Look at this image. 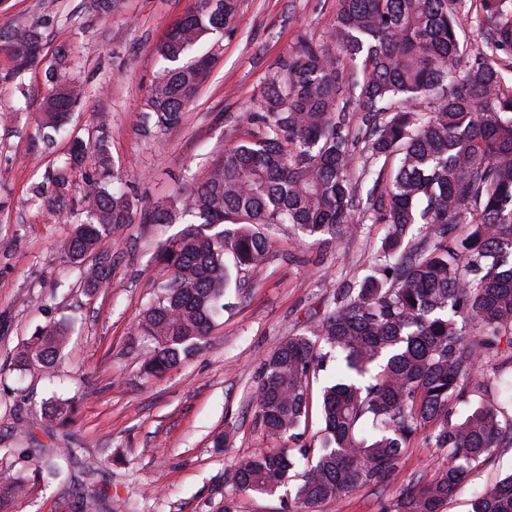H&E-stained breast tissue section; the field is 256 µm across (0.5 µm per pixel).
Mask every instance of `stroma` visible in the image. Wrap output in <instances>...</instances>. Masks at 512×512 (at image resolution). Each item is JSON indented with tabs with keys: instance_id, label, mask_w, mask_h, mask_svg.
I'll use <instances>...</instances> for the list:
<instances>
[{
	"instance_id": "obj_1",
	"label": "stroma",
	"mask_w": 512,
	"mask_h": 512,
	"mask_svg": "<svg viewBox=\"0 0 512 512\" xmlns=\"http://www.w3.org/2000/svg\"><path fill=\"white\" fill-rule=\"evenodd\" d=\"M197 0H124L121 11L100 18L83 0H0V31L38 25L46 51L70 48L86 94L68 127L94 143L98 118L109 127L108 150L136 200L134 223L102 239L89 263L105 265L109 288H84L81 270L64 260L60 242L73 230L86 180L98 173L88 151L72 173L64 212L30 198L33 184L62 165L67 142L34 147L37 105L47 91L43 70L26 73L21 86L0 85V446L25 448L26 459L0 456V469L39 472L33 491L15 512H76L78 494L101 497L95 512H297L281 490L239 491L224 477L236 459L279 449L263 431L255 395L265 359L288 337L306 330L333 308L340 292L369 274L378 255L381 225L355 221L340 242L318 245L281 224L258 265L233 273L226 307L196 353L163 377L146 376L151 348L140 321L164 280L155 261L159 246L179 235V224H154V210L176 188L247 139V121L269 84L280 77L301 44H331L338 0H240L236 27L213 52L208 80L181 122L143 130L144 100L164 66L156 46ZM59 323L69 340L53 377L18 371L13 355L36 328ZM78 402L73 424L47 420L48 401ZM419 430L398 476L313 512H393L403 489L422 485L447 465ZM64 448L81 449L69 461ZM67 480L51 476L54 467ZM512 472V447L496 449L491 464L474 470L446 507L469 512L475 491Z\"/></svg>"
}]
</instances>
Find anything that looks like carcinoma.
<instances>
[{"label": "carcinoma", "instance_id": "cac0c4a2", "mask_svg": "<svg viewBox=\"0 0 512 512\" xmlns=\"http://www.w3.org/2000/svg\"><path fill=\"white\" fill-rule=\"evenodd\" d=\"M120 2L90 0L87 9L110 16ZM467 2L339 0L331 33L348 82L329 50L302 45L249 114L250 138L150 217L188 227L157 256L166 281L141 324L153 344L149 376L173 369L208 338L224 310L226 258L237 268L259 264L271 248L265 229L291 224L315 243L339 240L363 199L365 217L383 226L371 273L264 361L258 420L288 446L239 458L227 480L242 490L272 495L290 484L295 502L312 508L396 476L427 427L448 466L408 489L394 512H445L474 469L512 447V377H504L512 373V84L496 63L497 51L512 47V0H477L490 34L464 63L458 22ZM238 8L239 0H199L172 27L156 47L167 66L145 98L144 123L180 122L211 69L212 57L193 49L231 32ZM5 48L11 65L0 70L1 84L44 66L49 91L39 103L38 140L49 148L83 98L68 49L43 54L34 25L10 31ZM351 102L366 118L357 139L348 131ZM107 142L102 123L100 178L88 181L81 219L62 245L74 265L137 215L135 200L107 181ZM359 151L371 165L358 174ZM85 153L74 138L67 166L54 175L59 195ZM66 336L61 324L36 330L17 350V366L52 372ZM332 356L336 379L322 388L320 427L309 443L312 385ZM485 359L498 362L491 382L477 373ZM459 404L468 410L455 419ZM76 411L74 400L58 397L48 418L64 427ZM28 486V475L1 471L0 512H12ZM469 512H512V473L484 487Z\"/></svg>", "mask_w": 512, "mask_h": 512}]
</instances>
